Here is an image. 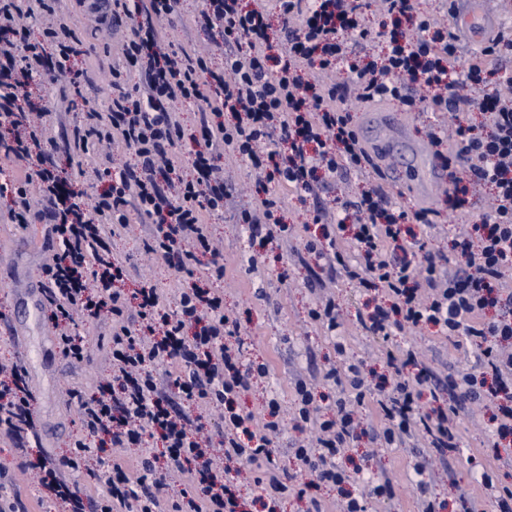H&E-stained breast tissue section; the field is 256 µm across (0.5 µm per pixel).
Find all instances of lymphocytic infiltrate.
<instances>
[{
	"mask_svg": "<svg viewBox=\"0 0 512 512\" xmlns=\"http://www.w3.org/2000/svg\"><path fill=\"white\" fill-rule=\"evenodd\" d=\"M56 2L0 0V157L22 164L0 184V196L9 198L11 223L50 225L60 244L43 272L61 353L88 358L79 327L107 314L112 361L94 392H71L82 435L50 464L28 455L38 433L25 368L0 367V432L21 451L20 468L37 470L42 489L66 512H85L62 471L88 470L92 442L127 448L157 437L162 453L140 466L103 461L90 470L98 512H243L246 499L230 467L244 462L262 468L254 497L263 512H279L291 497L306 502L305 512H325L317 495L324 485L340 493V512H367V498L390 497L394 484L383 478L357 492L360 471L347 466L349 448L365 435L381 448L420 438L439 459L465 457L480 478L482 494L460 491L448 512H512V485L501 480L502 469L512 467L505 453L512 445V282L505 279L512 270V95L501 91L512 86V23L502 22L494 38L468 53L414 0H378L382 21L375 31L366 23L365 0H204L198 21L212 47L203 55L168 39L165 23L180 17L182 0H87L96 21L125 35L122 62L111 69L112 98L106 105L84 100L74 146L120 143L135 156L115 174L106 161L95 162L103 188L87 203L76 189L83 168L45 167L56 138L46 107L27 92L52 56L59 78L79 83L70 19L57 13ZM377 41L383 49L374 59L366 45ZM139 66L148 79L129 87L128 74ZM340 68L345 83L324 82ZM464 87L469 95H461ZM416 89L427 91L426 109L435 117L433 140L451 182L448 209L470 227L454 241L451 258L424 250L418 238L440 210L398 206L368 177L371 161L344 106L352 95L363 104L397 100L413 111ZM180 103L202 107L189 177L177 174L173 155L187 137ZM473 107L483 115L476 126L464 121ZM449 120L455 140L447 145L439 129ZM227 155L244 162L264 188L237 212V223L266 225L267 241L281 249L288 246L286 204L267 192L268 184L294 189L303 202L326 179L364 174L362 189L339 214L315 209L323 240L308 242L307 250L369 296L371 307L353 316L362 335L385 341L429 326L469 348L475 364L441 378L413 347L388 348L380 376L364 360L344 357L321 373L336 389L325 413L314 384L296 381L294 427L313 438L295 448L296 471L281 468L274 444L279 401L270 399L259 416L235 407L270 366L250 360L239 320L211 289L227 270L209 230L231 197L220 164ZM135 216L148 226L144 251L178 272L201 274L203 286L177 288L170 299L147 283L129 294L119 289L127 268L112 241ZM179 397L223 412L219 444L176 408ZM474 402L489 413L492 439L465 455L461 420ZM366 408L376 418L368 430L361 423ZM184 467L194 480L180 489L170 474Z\"/></svg>",
	"mask_w": 512,
	"mask_h": 512,
	"instance_id": "lymphocytic-infiltrate-1",
	"label": "lymphocytic infiltrate"
}]
</instances>
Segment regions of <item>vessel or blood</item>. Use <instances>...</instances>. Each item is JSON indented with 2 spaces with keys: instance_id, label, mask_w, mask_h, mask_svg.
I'll use <instances>...</instances> for the list:
<instances>
[{
  "instance_id": "b4317fda",
  "label": "vessel or blood",
  "mask_w": 512,
  "mask_h": 512,
  "mask_svg": "<svg viewBox=\"0 0 512 512\" xmlns=\"http://www.w3.org/2000/svg\"><path fill=\"white\" fill-rule=\"evenodd\" d=\"M454 17V34L469 45L488 41L498 28V18L486 9L485 0H454ZM363 139L376 176L418 206H430L447 185V170L434 153L413 141L409 123L398 114L383 112L376 134H364Z\"/></svg>"
}]
</instances>
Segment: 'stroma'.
<instances>
[{
  "label": "stroma",
  "instance_id": "stroma-1",
  "mask_svg": "<svg viewBox=\"0 0 512 512\" xmlns=\"http://www.w3.org/2000/svg\"><path fill=\"white\" fill-rule=\"evenodd\" d=\"M67 6L77 19L75 36L82 50L77 65L84 70L81 87L76 90L60 81L32 88L33 96L43 95L51 101V117L60 139L58 158L65 165L82 159L81 154L69 152L67 143L73 126L83 119L81 98L95 96L103 102L111 98L109 72L113 63V41L105 27L96 23L77 0H67ZM279 194L288 205L292 253L271 249L263 235L242 230L235 224L232 213L211 218L210 223L213 238L222 244L233 268L232 276L220 285L224 305L235 313L248 332L253 356L270 365L269 376L243 397L242 404L254 411L262 408L268 398L279 399L283 422L279 464L291 470L296 466L291 448L299 437L291 421L294 383L309 379L313 371L336 360L333 341L308 318L313 292L330 289L336 305L349 317L361 307L365 297L355 284L323 270L320 261L306 251V242L317 231L310 209L300 204L287 189H280ZM142 230V224H134L128 236L112 244L114 252L128 261L129 276L125 286L138 287L145 279L160 290H168L174 285L176 272L142 250ZM22 234V228L17 225L0 223V312L22 321L28 336L27 342L20 343L0 333V362L21 359L28 374L40 379L42 388L35 391L33 403L40 429L39 450L44 457L55 460L69 451L80 434L78 412L68 404L65 391L73 387L91 390L98 385L109 370L112 343L108 325L89 323L83 328L90 350L88 359L78 361L60 355L55 362L47 361L45 339L52 330L46 310L36 309L30 290L43 284L44 259L57 243L47 232L43 235L41 250H24L16 245ZM253 255L264 261L262 274L251 275L246 271L247 260ZM282 271L288 274L283 281L278 278ZM392 342L419 348L425 365L442 375L472 358L467 348L455 347L425 329L408 331L393 337ZM15 454V449L0 446V470L6 473L4 481L0 482V492L7 496L21 495L30 512H59L55 504L41 500L36 471L18 469ZM421 454L418 448H392L372 453L364 463L365 476H387L394 482V495L379 503V512H418V500L409 476ZM429 467L438 474L428 490L429 497L436 501L451 500L459 490L477 485L475 474L469 471L463 458L442 461L434 457Z\"/></svg>",
  "mask_w": 512,
  "mask_h": 512
}]
</instances>
